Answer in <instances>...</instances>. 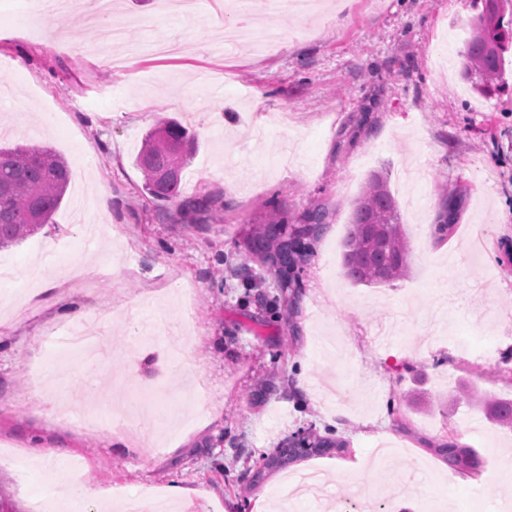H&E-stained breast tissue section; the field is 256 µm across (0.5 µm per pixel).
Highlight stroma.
Listing matches in <instances>:
<instances>
[{
  "instance_id": "1",
  "label": "stroma",
  "mask_w": 512,
  "mask_h": 512,
  "mask_svg": "<svg viewBox=\"0 0 512 512\" xmlns=\"http://www.w3.org/2000/svg\"><path fill=\"white\" fill-rule=\"evenodd\" d=\"M315 2L297 16L249 0V18L282 32L259 54L221 45L235 19L227 0L181 12L114 0L136 48L116 69L95 49L92 0L60 17L53 39L29 23L26 0H0V143L49 147L71 169L50 224L0 249V262L54 281H0V440L20 456L0 460V493L25 512L76 478L103 493L82 512L174 485L196 512H270L287 475L311 469L328 475L329 498L348 501L360 484L391 512L512 507L501 480L512 429L456 397L465 387L512 398V51L508 92L484 97L452 42L481 0H348L341 14L336 0ZM165 117L198 142L182 200L212 198L221 222L144 192L135 159ZM375 173L411 244L405 275L379 287L343 266ZM450 194L458 221L441 240ZM314 209L325 226L292 313L245 240ZM68 308L104 321L94 372L50 343L70 326ZM301 378L311 399L297 396ZM78 380L84 411L100 416L101 391L128 381L123 401L139 409L128 433L78 421L66 392ZM304 431L345 440L349 455L251 486L255 462ZM451 436L481 456L478 478L435 455Z\"/></svg>"
}]
</instances>
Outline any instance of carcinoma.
<instances>
[{"label":"carcinoma","instance_id":"obj_1","mask_svg":"<svg viewBox=\"0 0 512 512\" xmlns=\"http://www.w3.org/2000/svg\"><path fill=\"white\" fill-rule=\"evenodd\" d=\"M483 8L472 20L462 56L468 80L483 93L502 88L505 52L512 49V0H482ZM196 150L195 136L174 119L157 124L145 136L136 165L145 178L143 190L157 201L178 200L184 171ZM70 180L67 163L48 147L0 145V248L17 243L50 222L59 208ZM325 214L317 209L303 224L286 227L266 224L247 239L248 253L275 270L276 302L296 309L299 298L297 270L307 256L305 241L323 230ZM344 269L356 284L386 285L402 277L408 268L410 245L400 221L397 202L387 179L373 175L355 202L344 241ZM487 419L512 425V400L496 397L475 401ZM346 451V443L315 434L302 435L288 448L265 459L251 476L256 486L264 472L311 456ZM438 457L464 475L481 473L483 461L472 448L455 438L435 449Z\"/></svg>","mask_w":512,"mask_h":512}]
</instances>
